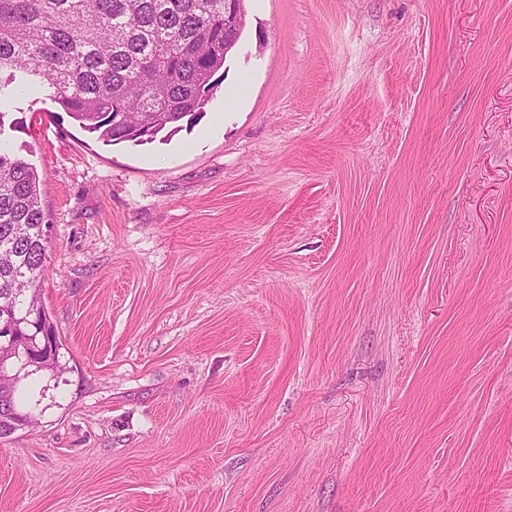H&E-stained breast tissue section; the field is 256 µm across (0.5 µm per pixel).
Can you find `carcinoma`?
<instances>
[{"mask_svg":"<svg viewBox=\"0 0 512 512\" xmlns=\"http://www.w3.org/2000/svg\"><path fill=\"white\" fill-rule=\"evenodd\" d=\"M242 37L224 0H0V97L33 85L105 142L151 141L197 121ZM33 164L0 146V328L54 330L40 304L46 215ZM35 407L0 395V426Z\"/></svg>","mask_w":512,"mask_h":512,"instance_id":"cac0c4a2","label":"carcinoma"}]
</instances>
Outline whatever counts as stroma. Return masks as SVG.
Wrapping results in <instances>:
<instances>
[{
    "label": "stroma",
    "mask_w": 512,
    "mask_h": 512,
    "mask_svg": "<svg viewBox=\"0 0 512 512\" xmlns=\"http://www.w3.org/2000/svg\"><path fill=\"white\" fill-rule=\"evenodd\" d=\"M245 7L194 124L8 108L66 370L0 512H512V0Z\"/></svg>",
    "instance_id": "35a3bbf8"
}]
</instances>
